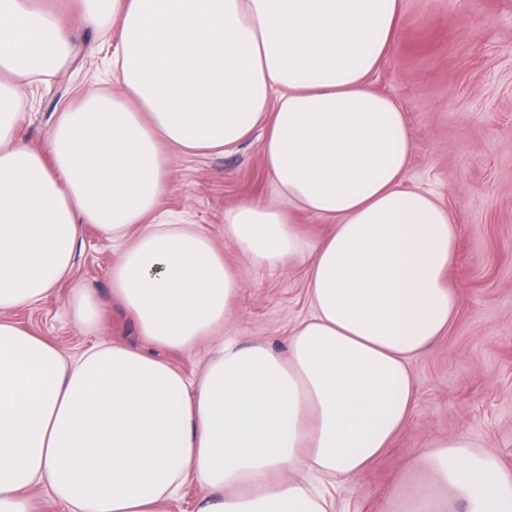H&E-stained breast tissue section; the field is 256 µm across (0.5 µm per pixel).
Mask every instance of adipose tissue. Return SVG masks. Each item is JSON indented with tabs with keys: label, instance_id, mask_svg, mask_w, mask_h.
Returning <instances> with one entry per match:
<instances>
[{
	"label": "adipose tissue",
	"instance_id": "obj_1",
	"mask_svg": "<svg viewBox=\"0 0 512 512\" xmlns=\"http://www.w3.org/2000/svg\"><path fill=\"white\" fill-rule=\"evenodd\" d=\"M112 24L121 90L59 114L47 151L21 142L16 103L71 56L65 23L0 0V512H169L190 482L196 512H336L416 406L413 358L459 306L448 272L459 227L407 185L414 132L369 83L402 0H78ZM262 135L290 208L328 221L303 237L284 210L241 202L224 233L259 267L305 264L312 312L286 354L224 343L190 379L139 348L67 362L9 312L72 272L80 227L122 245L116 296L142 336L188 349L234 314L240 282L209 239L148 218L175 157ZM384 512H512V470L467 438L439 439Z\"/></svg>",
	"mask_w": 512,
	"mask_h": 512
}]
</instances>
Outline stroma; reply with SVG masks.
Wrapping results in <instances>:
<instances>
[{
    "mask_svg": "<svg viewBox=\"0 0 512 512\" xmlns=\"http://www.w3.org/2000/svg\"><path fill=\"white\" fill-rule=\"evenodd\" d=\"M63 15L75 52L55 76L33 83L19 98L20 136L47 150L59 112L80 94L118 92L112 80V26L84 23L76 0H47ZM394 45L371 75L393 97L415 133L408 184L434 193L461 229L450 280L458 314L411 371L415 413L383 456L337 490V512H383V495L409 459L438 438L466 437L512 469V0H402ZM276 197L263 165L261 140L221 154L181 156L151 223L192 224L223 253L241 283L235 314L219 335L187 350H170L141 336L112 291L121 248L94 225H83L73 274L42 305L11 317L73 357L106 341L164 359L200 375L221 341L264 343L284 352L295 321L309 314L305 267L254 266L224 234V210L242 201ZM91 289L103 306L100 332L72 321L73 289Z\"/></svg>",
    "mask_w": 512,
    "mask_h": 512,
    "instance_id": "stroma-1",
    "label": "stroma"
}]
</instances>
